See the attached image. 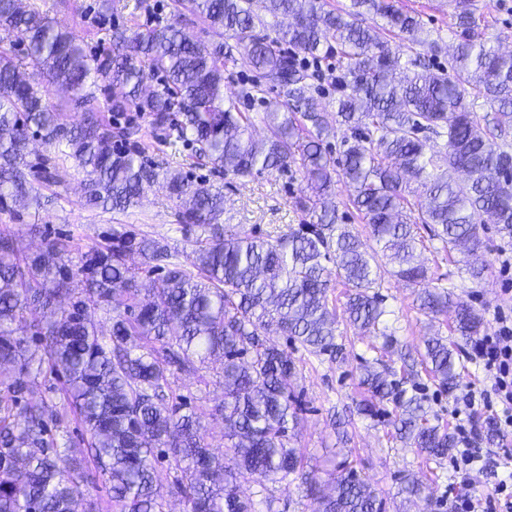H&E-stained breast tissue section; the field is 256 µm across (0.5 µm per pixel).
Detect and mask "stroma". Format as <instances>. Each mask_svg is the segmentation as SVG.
<instances>
[{
    "instance_id": "1",
    "label": "stroma",
    "mask_w": 512,
    "mask_h": 512,
    "mask_svg": "<svg viewBox=\"0 0 512 512\" xmlns=\"http://www.w3.org/2000/svg\"><path fill=\"white\" fill-rule=\"evenodd\" d=\"M101 0H36V5L67 30L78 34L93 63L103 62L112 54L109 32L113 25L147 27L166 24L173 19L172 0H114L110 12H101ZM397 7L419 13L423 28L420 40L443 39L446 45L455 41L454 10L450 0H393ZM477 32L492 46L512 50V0H474ZM99 120L118 128H133L125 145L131 151L163 162L206 180L224 190V221L238 230L263 233L299 223L302 214L296 199L306 182L301 174L259 175L239 178L224 174L197 160L189 147L166 130L157 127L151 116L131 111L121 116L109 112ZM40 142L30 146L29 159L34 165L42 196L48 197L44 207L17 203L0 209V229L12 232L21 254L43 250L49 240L66 239L72 261L82 254L111 241L113 231H128L163 240L168 244L174 262L185 263L190 247L188 232L180 223L173 200L155 189L145 190L139 202L124 210L91 209L85 204L84 176L73 159L43 161ZM482 246L478 252L486 264L482 280L470 279L458 264L444 253L424 250L428 267H439L445 285L451 286L460 299L480 310L485 318L484 331L497 328L498 313L512 314V239H504L491 221L479 229ZM345 289L336 285L329 292V306L335 311L336 342L342 354L336 360L327 356H303L293 388L302 410L298 427L289 432L288 445L301 449L305 469H330L347 464L384 502L385 512H450L448 481L452 473L451 458L438 461L425 459L416 449L389 439L388 425L382 417L358 415V404L369 392L361 385L365 366L374 364L377 356L370 345L372 336L354 334L342 311ZM380 293L385 315L383 325L397 337L398 343L384 360L392 367L403 361L418 359L424 350L425 336L447 333L445 320L434 319L419 310L415 290L394 277L385 278ZM64 378L50 365L33 371L28 379V400L42 402L49 408L62 405ZM171 397L183 398L201 416L206 442L215 454H223L224 421L216 408L224 401V386L215 371L201 368L194 372H176L169 377ZM407 475L427 476L431 500L404 498L398 488ZM243 496L256 503L268 502L273 512H313L314 501L301 480L273 482L255 477L241 488Z\"/></svg>"
}]
</instances>
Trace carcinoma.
Here are the masks:
<instances>
[{"label":"carcinoma","instance_id":"carcinoma-1","mask_svg":"<svg viewBox=\"0 0 512 512\" xmlns=\"http://www.w3.org/2000/svg\"><path fill=\"white\" fill-rule=\"evenodd\" d=\"M173 2L176 16L189 11L235 45L213 50L185 37L176 21L145 31L115 26L109 64L94 66L79 36L35 4L0 0V205L39 201L25 157L33 135L74 160L86 176L88 204L124 210L154 188L176 201L184 226L200 231L187 254L193 272L170 261L166 243L133 233H112V245L74 264L63 240L24 258L15 237L0 232V512H95L82 486L99 478L110 484L116 512H163L166 492L180 496L188 512H257L238 494L241 483L258 472L281 482L302 468L301 449L288 447L289 427L299 424L294 351L337 355L333 281L349 288L350 325L382 337V350L396 344L380 329L385 310L377 288L387 275L418 288L426 313L453 310L450 335L469 341L482 333L484 318L472 305L442 285L422 287L430 276L417 232L425 224L443 251L466 244L474 251L481 247L478 218L491 213L498 233L512 238V53L481 41L471 0H455L457 42L448 70L437 72L418 51L419 16L389 0H351L346 9H328L324 0ZM366 14L383 24L363 25ZM268 15L295 23L276 38L256 35ZM235 50L257 74L241 96L264 106L269 135L261 141L252 138L249 113L224 98L220 56ZM334 51L344 60L336 122L348 132L339 160L328 149L333 129L311 93L316 73L296 60ZM27 68L44 74L46 84L30 82ZM158 74L161 86L147 89ZM91 77L125 89L105 99V111L134 110L171 124L198 160L226 174L299 172L308 193L297 207L315 221L266 235L227 229L222 188L134 156L110 125L64 121L48 88L64 87L89 103L96 100ZM268 80L277 89L274 101L266 99ZM468 88L490 107V120L465 102ZM174 111L182 120L173 121ZM338 177L353 190L349 205L370 228L369 246L330 201ZM412 180L421 188L413 203L405 195ZM134 252L160 276L139 282L126 264ZM97 310L112 314L106 336L92 322ZM22 323L64 373L69 411L89 434L87 463L58 448L50 425L61 424L62 415L23 402L36 359L15 336ZM272 330L291 349L266 344L262 336ZM456 348L430 336L420 359L427 379L448 393L461 378ZM199 365L215 366L223 379L228 444L220 457L207 448L200 415L183 412L185 404L165 394L168 374ZM416 378L407 364L398 371L366 367L362 384L372 400L359 412L391 416L394 440L441 460L458 440L434 422ZM384 403L391 409L377 408ZM160 456L174 472L166 488L156 468ZM307 480L314 512H381L382 502L352 468L334 478L329 494L317 476Z\"/></svg>","mask_w":512,"mask_h":512}]
</instances>
